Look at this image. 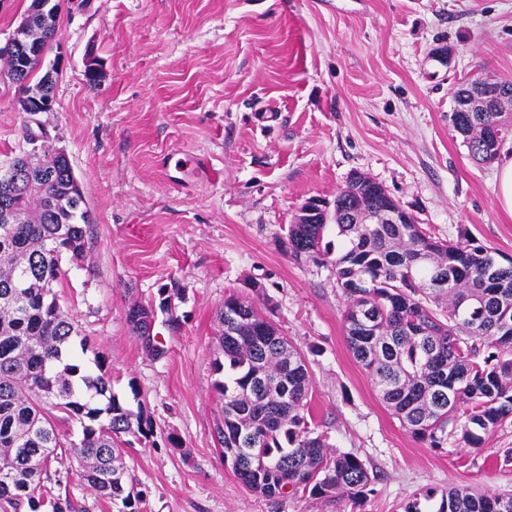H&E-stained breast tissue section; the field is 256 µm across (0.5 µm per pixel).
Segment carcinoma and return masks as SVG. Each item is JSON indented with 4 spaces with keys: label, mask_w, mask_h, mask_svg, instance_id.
<instances>
[{
    "label": "carcinoma",
    "mask_w": 512,
    "mask_h": 512,
    "mask_svg": "<svg viewBox=\"0 0 512 512\" xmlns=\"http://www.w3.org/2000/svg\"><path fill=\"white\" fill-rule=\"evenodd\" d=\"M55 24L32 15L27 33L46 46ZM23 67V94L39 99L56 77L32 81L39 61L4 59ZM494 130H476L469 113L451 121L472 159L497 160L512 135L506 112H486ZM357 185L348 181L334 200L342 243L324 242L327 225L289 224L277 248L297 263L328 265L345 297L346 343L372 378L381 402L415 438L442 448L459 437L478 450L483 435L512 419V264L469 240H439L418 224H349L343 203ZM83 192L68 157L43 154L0 181V512H75L69 496L46 498L41 484L60 474L58 454L75 460L78 479L118 512H142L146 493L128 481L123 435L145 434L147 421L112 394L111 375L78 359L90 339L59 303L62 257H83L89 225ZM230 295L226 311L240 302ZM246 304L253 321L222 333L213 360L214 389L224 399L217 436L224 461L249 489L265 497L300 490L334 502L359 498L372 484L365 463L332 455L311 413L313 380L305 356L274 322ZM63 413L58 417L55 412ZM75 421L70 438L58 422ZM438 512H512V493L450 487Z\"/></svg>",
    "instance_id": "cac0c4a2"
}]
</instances>
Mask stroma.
I'll use <instances>...</instances> for the list:
<instances>
[{
	"mask_svg": "<svg viewBox=\"0 0 512 512\" xmlns=\"http://www.w3.org/2000/svg\"><path fill=\"white\" fill-rule=\"evenodd\" d=\"M44 62L59 66L48 112L21 111L0 63V170L61 150L81 185L87 252L63 258L57 292L91 340L84 362L105 356L113 394L152 423L125 458L147 512H403L429 488L512 490V423L477 451L411 436L347 349L329 268L274 244L356 171L431 236L512 257L497 167L450 121L462 82L512 81V0H60ZM232 294L304 353L320 432L375 475L364 497L269 499L225 465L212 363ZM164 298L157 358L126 312Z\"/></svg>",
	"mask_w": 512,
	"mask_h": 512,
	"instance_id": "1",
	"label": "stroma"
}]
</instances>
